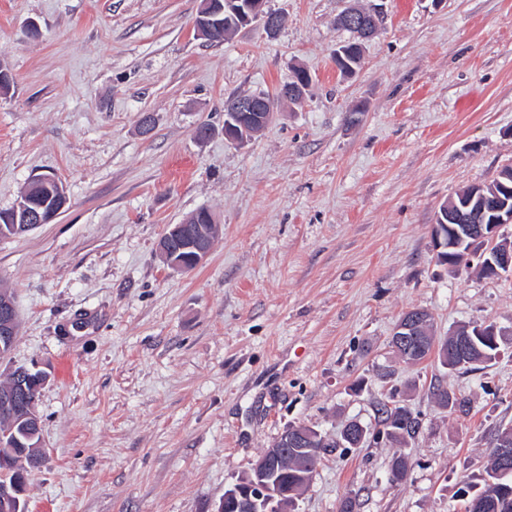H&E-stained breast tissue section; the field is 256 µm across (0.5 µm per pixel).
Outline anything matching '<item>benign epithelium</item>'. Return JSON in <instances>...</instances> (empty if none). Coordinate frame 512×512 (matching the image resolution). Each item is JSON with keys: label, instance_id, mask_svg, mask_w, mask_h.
<instances>
[{"label": "benign epithelium", "instance_id": "1", "mask_svg": "<svg viewBox=\"0 0 512 512\" xmlns=\"http://www.w3.org/2000/svg\"><path fill=\"white\" fill-rule=\"evenodd\" d=\"M266 0H224V4L217 5V0H201V6L195 19V28L199 35L206 37L220 26L219 16L224 14L236 18V29L260 21L265 30L273 35L282 24L280 15L264 10ZM381 23L383 15L379 10L366 11L357 7L347 9L338 18V24L358 30L360 39L365 41L373 37ZM304 74L293 73L288 81L280 88L278 98L288 101H299L305 94ZM275 101L262 98L258 95L242 96L237 100L236 112L232 113L224 123V138L238 144L246 142L247 138L262 129L272 118ZM506 189L500 181L477 185V193L482 202H492V213L496 217L490 224H467V236L482 243L480 268L485 276L494 278L503 272L512 271V248L504 247L498 243L499 229L504 224H512V211L507 206L499 204V190ZM61 209L45 215L29 206L27 197L20 198L15 207L8 213L7 222L21 225L25 231H30L40 224L51 222ZM468 219L461 210L444 208L437 216L433 225V236L436 244L437 258L455 267L456 258L447 254L448 234L459 237L460 233L455 224ZM170 232L167 229L162 236L160 248L165 256L167 265L177 272H188L199 266L209 255L212 243L219 232V225L213 224L208 231L201 229L196 235H185L182 251L193 252V263L186 264L182 260H174L170 253ZM17 312L11 298L5 296L0 299V339L14 340L17 333ZM431 336L429 322L423 311L411 310L403 315L392 335V344L401 357L411 362L425 348ZM36 382V389L44 384V375L19 368L13 371L9 383L0 385V418L17 419L38 432L41 429V420L35 409V401L27 402L22 396L28 394L27 386ZM322 445L317 431L303 425L292 426L284 431L276 443L267 449L254 464L247 475L241 477L224 493L217 512H226L233 507L237 512H290L295 497L300 491L312 483L315 476V467L308 462L305 450ZM496 459L498 461L497 477L502 479L512 473V440L501 439L497 441ZM299 471V481L293 486L283 482L288 476V468Z\"/></svg>", "mask_w": 512, "mask_h": 512}]
</instances>
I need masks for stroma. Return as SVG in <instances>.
I'll list each match as a JSON object with an SVG mask.
<instances>
[{
  "label": "stroma",
  "instance_id": "1",
  "mask_svg": "<svg viewBox=\"0 0 512 512\" xmlns=\"http://www.w3.org/2000/svg\"><path fill=\"white\" fill-rule=\"evenodd\" d=\"M354 2L373 0H267L276 35L211 42L200 0H0V210L40 174L68 196L50 223L0 238L18 315L0 382L48 376L25 512H215L294 425L327 443L295 512L349 496L357 512H463L461 488L512 426V277L449 272L432 230L459 191L512 166V0H384L345 78L336 19ZM297 68L305 98L278 102L247 144L226 140L225 100L276 95ZM201 208L221 233L172 272L160 239ZM415 308L441 339L494 321L499 356L405 362L390 339ZM382 403L417 415L416 434L383 435ZM352 421L371 435L348 448Z\"/></svg>",
  "mask_w": 512,
  "mask_h": 512
}]
</instances>
